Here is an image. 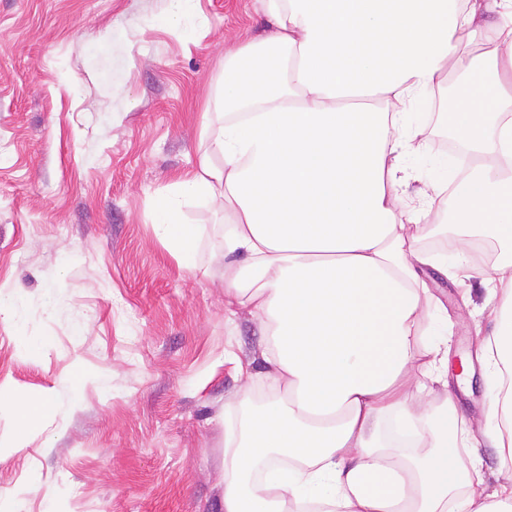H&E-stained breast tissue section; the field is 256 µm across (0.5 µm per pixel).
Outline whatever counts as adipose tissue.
<instances>
[{"label": "adipose tissue", "mask_w": 512, "mask_h": 512, "mask_svg": "<svg viewBox=\"0 0 512 512\" xmlns=\"http://www.w3.org/2000/svg\"><path fill=\"white\" fill-rule=\"evenodd\" d=\"M272 31L224 54L196 166L147 221L186 270L215 206L213 262L228 317L267 343L230 356L243 394L224 403V512H512V482L482 487L480 447L512 468V255L461 267L420 243L448 188L440 171L407 197L422 102L452 70L476 73L447 101L459 138L486 160L452 197L456 224L512 252V0H260ZM479 278L495 324L477 357L495 374L483 419L459 413L445 334L425 325L421 275ZM276 398L251 403L258 381ZM23 438L55 401L0 393ZM268 432L258 436V424Z\"/></svg>", "instance_id": "obj_1"}]
</instances>
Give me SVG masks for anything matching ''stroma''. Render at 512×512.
<instances>
[{
    "label": "stroma",
    "mask_w": 512,
    "mask_h": 512,
    "mask_svg": "<svg viewBox=\"0 0 512 512\" xmlns=\"http://www.w3.org/2000/svg\"><path fill=\"white\" fill-rule=\"evenodd\" d=\"M166 0H0V292L26 306V330L0 316V389L53 397L54 414L0 455V512H221L224 428L238 382L225 350L262 347L255 321L224 316L209 276L223 227L202 202L197 269L180 268L147 224L151 198L194 167L224 52L269 34L258 0H197L190 33L150 27ZM108 32L109 47L96 39ZM408 195L453 139L428 114ZM451 358L489 330V296L438 274ZM112 390L68 388L73 365Z\"/></svg>",
    "instance_id": "obj_1"
}]
</instances>
